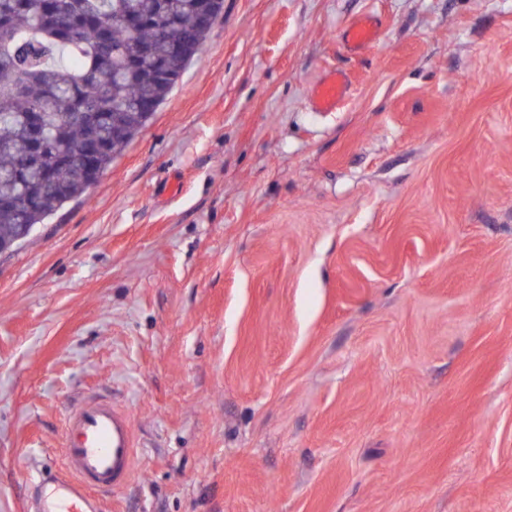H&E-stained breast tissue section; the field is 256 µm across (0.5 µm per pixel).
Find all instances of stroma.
<instances>
[{
  "instance_id": "1",
  "label": "stroma",
  "mask_w": 512,
  "mask_h": 512,
  "mask_svg": "<svg viewBox=\"0 0 512 512\" xmlns=\"http://www.w3.org/2000/svg\"><path fill=\"white\" fill-rule=\"evenodd\" d=\"M99 396L138 444L101 512H512V0H224L0 253V512ZM345 94L341 75L331 74L315 91L314 107L319 112H333Z\"/></svg>"
}]
</instances>
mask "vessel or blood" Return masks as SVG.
Wrapping results in <instances>:
<instances>
[{
    "label": "vessel or blood",
    "mask_w": 512,
    "mask_h": 512,
    "mask_svg": "<svg viewBox=\"0 0 512 512\" xmlns=\"http://www.w3.org/2000/svg\"><path fill=\"white\" fill-rule=\"evenodd\" d=\"M345 94L341 75L323 80L315 91L314 107L335 111ZM135 436L130 413L106 400L72 411L63 428V469L43 472L40 486L51 502L36 512H100L99 492H116L129 482L135 460Z\"/></svg>",
    "instance_id": "vessel-or-blood-1"
}]
</instances>
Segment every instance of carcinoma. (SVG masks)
Masks as SVG:
<instances>
[{
    "label": "carcinoma",
    "instance_id": "obj_1",
    "mask_svg": "<svg viewBox=\"0 0 512 512\" xmlns=\"http://www.w3.org/2000/svg\"><path fill=\"white\" fill-rule=\"evenodd\" d=\"M195 14L196 0H0V253L94 185L91 139L109 142L103 172L141 131L189 63L158 32L199 43Z\"/></svg>",
    "mask_w": 512,
    "mask_h": 512
}]
</instances>
